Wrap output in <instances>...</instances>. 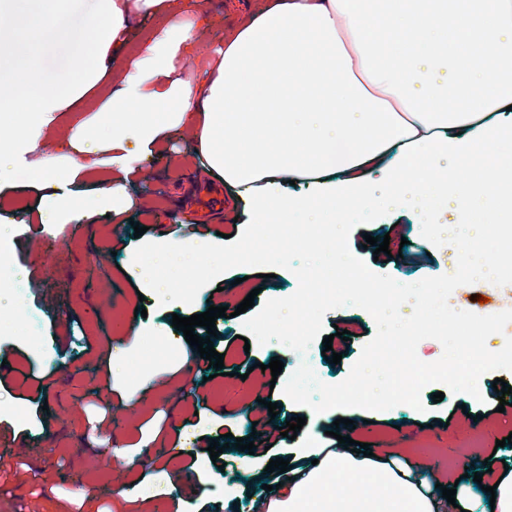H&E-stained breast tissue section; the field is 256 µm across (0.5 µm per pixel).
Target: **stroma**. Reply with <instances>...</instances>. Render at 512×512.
I'll return each instance as SVG.
<instances>
[{"mask_svg":"<svg viewBox=\"0 0 512 512\" xmlns=\"http://www.w3.org/2000/svg\"><path fill=\"white\" fill-rule=\"evenodd\" d=\"M41 10L40 0H22L14 31L27 48L0 57V86L10 87L28 73L46 85L70 77L71 52L90 25V0H75L45 34L38 23ZM208 12L197 36L212 45L223 40L226 29L247 20L246 12L228 9L227 0H209ZM191 147L190 135H183L142 167L129 187L140 202L132 223L118 228L103 215L91 224L76 218L35 236L19 222L0 237V249L10 254L14 272L28 285L22 305L38 317L34 337L17 334V319H0V346L10 359L0 372V512H97L102 506L112 512H146L145 503L124 497L119 482L127 474V459L146 448L155 449L156 456L132 476L157 493L159 512H181L187 502L195 503L197 512H251L250 488L267 479V472L250 468L234 447L223 451L219 465L200 450L226 433L249 439L257 416L246 413L243 404L260 395L277 402L279 421L305 417L306 430L316 433L324 448L338 447L329 432L344 417L355 423L351 438L370 444L375 455L416 456L435 466L442 478L448 474L444 462L459 458L471 432L479 435L482 454L499 448L500 458L512 467V444L496 445L512 434V404L500 405L492 387L498 377L512 386V371L484 374L477 399L449 392L436 403L437 385L425 387L426 411L417 420L405 405L383 412L333 410L320 419L283 394L282 383L303 363L328 384L348 375L376 333L371 315L355 306L324 316V334L338 328L349 332L348 340L332 344L342 355L337 364L324 353L322 341H314L303 354L283 351L277 341L247 345L242 317L218 318L217 348L225 353V373L199 382L194 368L180 361L184 336L173 328V315L200 314L218 303L234 309L251 292L259 308L269 299L290 296L298 282L285 269L261 278L256 268L238 267L204 287L190 305H166L155 292H140L138 276L129 272L131 254L154 256L150 273L166 279L169 271L157 254L168 241L182 237L186 212L195 211L204 194L194 172L175 174L169 166L171 160L189 158ZM136 221L145 225L143 235H135ZM368 235L389 236L392 255L387 261L375 259L365 247ZM349 247L373 272L411 282L447 273L456 254L453 246L438 248L422 238L409 215L390 224L357 226ZM139 306L146 308V316H135ZM116 345L123 349L117 362L112 359ZM275 356L284 363L277 377L265 368ZM141 389L149 395L137 417L114 422L113 405ZM184 390L197 392V399L172 408L171 395ZM103 443L113 444V452L92 457ZM187 464L193 467L192 480H178L176 492L166 493V474Z\"/></svg>","mask_w":512,"mask_h":512,"instance_id":"1","label":"stroma"}]
</instances>
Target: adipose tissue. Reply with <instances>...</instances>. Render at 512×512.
Masks as SVG:
<instances>
[{"instance_id":"obj_1","label":"adipose tissue","mask_w":512,"mask_h":512,"mask_svg":"<svg viewBox=\"0 0 512 512\" xmlns=\"http://www.w3.org/2000/svg\"><path fill=\"white\" fill-rule=\"evenodd\" d=\"M86 54L71 78L45 87L22 78L24 92L0 91V186L17 174L51 188L33 224L121 218L137 166L173 133L193 131V165L224 185L238 205L239 229L290 224H369L401 212L457 234L449 215L480 233L487 189L512 207V168H474L475 150L498 153L512 137V0H263L223 42L200 49L206 0H94ZM167 14L122 74L112 56L136 16ZM204 56L197 75L183 59ZM98 178L91 203L70 186ZM311 189L283 195L288 181ZM177 271L143 287L179 298L191 268L234 261L211 240L172 244ZM288 484L255 489V512H512V473L500 476L495 504L468 495L466 466L456 502L424 482L416 461L314 448L302 439Z\"/></svg>"}]
</instances>
